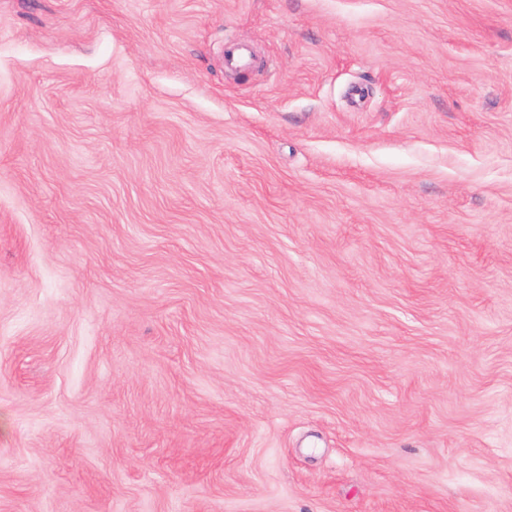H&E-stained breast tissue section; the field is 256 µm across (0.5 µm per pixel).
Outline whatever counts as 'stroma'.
Segmentation results:
<instances>
[{
	"label": "stroma",
	"instance_id": "35a3bbf8",
	"mask_svg": "<svg viewBox=\"0 0 512 512\" xmlns=\"http://www.w3.org/2000/svg\"><path fill=\"white\" fill-rule=\"evenodd\" d=\"M0 512H512V0H0Z\"/></svg>",
	"mask_w": 512,
	"mask_h": 512
}]
</instances>
